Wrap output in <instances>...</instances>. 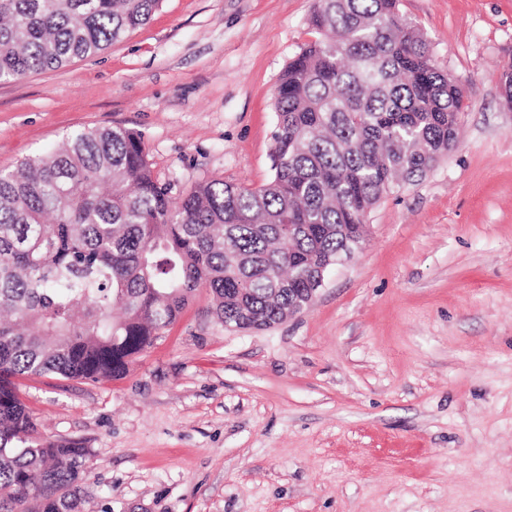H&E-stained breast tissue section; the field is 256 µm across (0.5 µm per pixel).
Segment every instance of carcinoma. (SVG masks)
<instances>
[{
  "label": "carcinoma",
  "instance_id": "cac0c4a2",
  "mask_svg": "<svg viewBox=\"0 0 512 512\" xmlns=\"http://www.w3.org/2000/svg\"><path fill=\"white\" fill-rule=\"evenodd\" d=\"M159 0H0V81L95 55ZM283 69L272 175L173 194L129 128L75 129L0 171V512H83L90 449L38 432L14 378H118L205 287L224 326L298 313L399 181L456 142L464 94L400 0H315Z\"/></svg>",
  "mask_w": 512,
  "mask_h": 512
}]
</instances>
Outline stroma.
Masks as SVG:
<instances>
[{
    "instance_id": "35a3bbf8",
    "label": "stroma",
    "mask_w": 512,
    "mask_h": 512,
    "mask_svg": "<svg viewBox=\"0 0 512 512\" xmlns=\"http://www.w3.org/2000/svg\"><path fill=\"white\" fill-rule=\"evenodd\" d=\"M313 5L161 0L100 54L0 82V169L121 125L176 189L264 184ZM401 10L465 92L458 140L307 309L228 329L202 288L120 378H16L42 434L90 448L84 512H512V0Z\"/></svg>"
}]
</instances>
